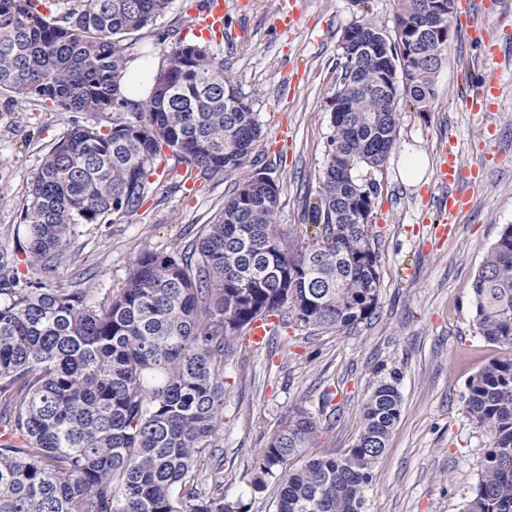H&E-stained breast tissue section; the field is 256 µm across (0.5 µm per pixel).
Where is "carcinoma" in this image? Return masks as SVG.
<instances>
[{
  "instance_id": "obj_1",
  "label": "carcinoma",
  "mask_w": 512,
  "mask_h": 512,
  "mask_svg": "<svg viewBox=\"0 0 512 512\" xmlns=\"http://www.w3.org/2000/svg\"><path fill=\"white\" fill-rule=\"evenodd\" d=\"M397 2L395 40L366 19L342 36L327 164L307 212L316 232L295 244L275 224L280 189L255 155L254 113L210 43L157 35L150 95L123 94L132 46L171 0H0V96L71 122L20 212L30 271L0 251V512H249L224 497L216 457L224 357L260 317L287 311L338 331L374 315L381 278L357 216L380 190L399 102L429 111L454 36V0ZM168 155L176 178L183 168L231 180L213 222L187 248L139 259L113 293L49 281L80 225L137 214ZM472 306L479 334L507 354L467 384L466 413L492 446L463 512H512V224L475 274ZM401 404L395 381L377 384L339 455L312 453L317 422L296 409L270 436L253 489L273 485L274 512H363Z\"/></svg>"
}]
</instances>
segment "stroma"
I'll list each match as a JSON object with an SVG mask.
<instances>
[{"label": "stroma", "instance_id": "obj_1", "mask_svg": "<svg viewBox=\"0 0 512 512\" xmlns=\"http://www.w3.org/2000/svg\"><path fill=\"white\" fill-rule=\"evenodd\" d=\"M295 8L294 28L281 12ZM397 0H228L224 32L211 42L223 55L261 127L258 154L280 187L275 222L295 240L305 237L331 133L327 104L340 60V42L353 22L367 19L393 35ZM457 36L436 79L430 111L398 106L397 144L376 175L380 193L370 214L371 243L381 276L371 319L339 331L287 319L263 347L224 360V415L216 441L224 453V495L250 512H274L272 491L255 492L254 467L272 432L289 412L309 411L321 429L318 452L340 453L356 437L363 403L374 385L397 380L400 419L372 472L366 512H463L477 484L490 435L465 412L469 378L502 348L489 344L472 319L471 285L503 225L512 224V0L488 11L484 0L456 7ZM496 36L498 57L486 55L480 33ZM503 91L491 112L463 101L484 80ZM69 125L51 112L27 118L0 99V249L19 246V213L28 182L46 150ZM429 158L427 181L405 184L399 157L406 147ZM455 147L478 178L461 185L470 206L449 235H435L440 157ZM222 176L157 193L137 215L118 224L82 226L71 257L57 270L91 287L121 288L143 255L181 250L223 208Z\"/></svg>", "mask_w": 512, "mask_h": 512}]
</instances>
